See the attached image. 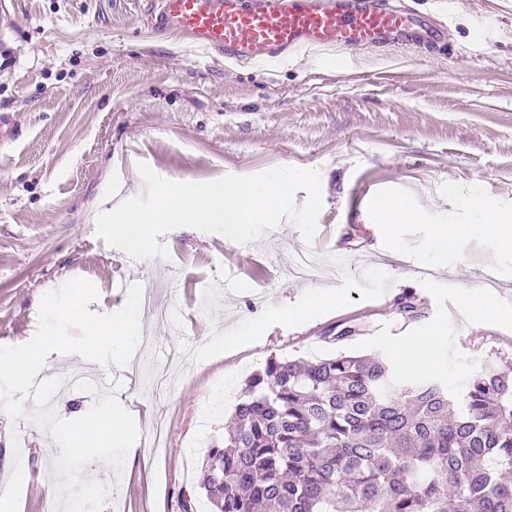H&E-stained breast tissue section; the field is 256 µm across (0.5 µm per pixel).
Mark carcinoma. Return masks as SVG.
<instances>
[{
  "label": "carcinoma",
  "mask_w": 512,
  "mask_h": 512,
  "mask_svg": "<svg viewBox=\"0 0 512 512\" xmlns=\"http://www.w3.org/2000/svg\"><path fill=\"white\" fill-rule=\"evenodd\" d=\"M422 317L414 295L394 299ZM512 362L457 391L384 357L272 358L204 458L213 512H512Z\"/></svg>",
  "instance_id": "obj_1"
}]
</instances>
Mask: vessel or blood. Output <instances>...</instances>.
I'll use <instances>...</instances> for the list:
<instances>
[{
	"instance_id": "obj_1",
	"label": "vessel or blood",
	"mask_w": 512,
	"mask_h": 512,
	"mask_svg": "<svg viewBox=\"0 0 512 512\" xmlns=\"http://www.w3.org/2000/svg\"><path fill=\"white\" fill-rule=\"evenodd\" d=\"M153 26L199 57L248 67L336 49L406 44L433 50L437 18L393 0H155Z\"/></svg>"
}]
</instances>
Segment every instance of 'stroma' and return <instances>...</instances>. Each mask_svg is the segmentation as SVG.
<instances>
[{
	"label": "stroma",
	"mask_w": 512,
	"mask_h": 512,
	"mask_svg": "<svg viewBox=\"0 0 512 512\" xmlns=\"http://www.w3.org/2000/svg\"><path fill=\"white\" fill-rule=\"evenodd\" d=\"M500 3L454 0L446 45L432 52L357 48L252 69L199 59L155 31L153 0H0V45L15 56L0 72V351L20 355L48 335L70 344L50 350L24 393L0 398V483L15 487L0 512H183L185 491L203 503L197 411L223 382L209 428L223 442L244 379L272 357L391 356L443 324L433 375L449 389L512 357V319L460 314L469 294L512 312V251L483 237L461 259L431 241L432 225L478 221L459 197L512 210V10ZM141 162L184 182L320 169V264L275 279L309 249L291 223L247 244L177 228L158 238L165 259L109 246L96 217L144 193ZM358 194L353 217L344 204ZM398 195L426 223L380 225L379 200ZM312 287L340 305L275 322ZM147 290L178 327L140 304ZM405 292L422 319L396 311ZM75 295L81 318H54ZM134 314L140 332L120 335ZM349 326L354 336L335 340ZM105 402L122 447L71 450L67 432ZM159 417L170 433L157 452Z\"/></svg>",
	"instance_id": "stroma-1"
}]
</instances>
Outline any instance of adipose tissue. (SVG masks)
<instances>
[{"instance_id": "adipose-tissue-1", "label": "adipose tissue", "mask_w": 512, "mask_h": 512, "mask_svg": "<svg viewBox=\"0 0 512 512\" xmlns=\"http://www.w3.org/2000/svg\"><path fill=\"white\" fill-rule=\"evenodd\" d=\"M468 207L477 209L480 219L474 224H436L432 227V240L444 251L464 254L468 243L477 237L491 236L504 248L512 247V211L502 210L471 199ZM43 351L31 347L26 360L0 355V394L11 396L26 386L34 376L32 366L39 361Z\"/></svg>"}]
</instances>
